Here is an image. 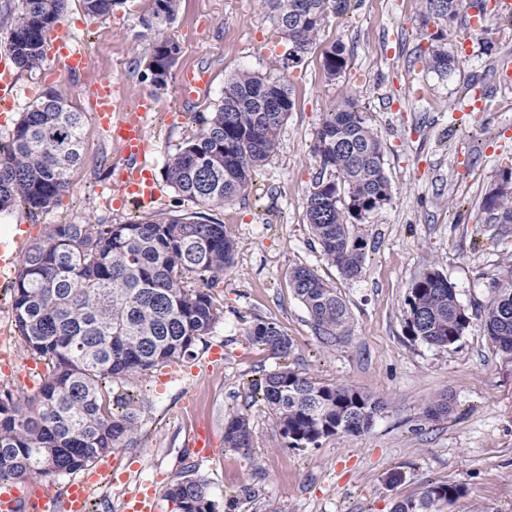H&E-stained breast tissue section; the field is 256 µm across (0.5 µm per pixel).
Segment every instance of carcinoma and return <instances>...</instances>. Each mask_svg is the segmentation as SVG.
I'll return each instance as SVG.
<instances>
[{
  "instance_id": "cac0c4a2",
  "label": "carcinoma",
  "mask_w": 512,
  "mask_h": 512,
  "mask_svg": "<svg viewBox=\"0 0 512 512\" xmlns=\"http://www.w3.org/2000/svg\"><path fill=\"white\" fill-rule=\"evenodd\" d=\"M80 2L88 13L104 16L126 0ZM178 2L155 0L156 25L175 19ZM266 3L268 18L301 59L328 11L346 0ZM462 7L463 0H424L422 25L455 19ZM66 9L67 0H21L10 36L18 66H42L46 37ZM430 40L426 67L439 74L452 71L456 61L443 30ZM180 52V45L164 36L152 43L148 65L162 74L153 82L156 89L168 87ZM346 67L344 45L324 52L328 76H339ZM292 107L285 83L257 72L237 73L224 86L222 104L199 113L196 133L168 155L167 181L210 211L246 195L253 174L277 148ZM83 123V113L51 89L23 115L9 140L0 142V211L21 205L34 214L68 192L81 159ZM314 150L321 171L307 194V224L325 260L354 279L365 262L355 226L391 199L383 146L365 113L348 100L327 115ZM483 206L497 223L512 224V168L503 170ZM235 250L224 225L202 212L153 213L125 224H56L27 250L10 288L12 309L19 336L47 375L31 396L0 392V482L70 475L131 443L138 416L132 395L114 383L193 354L194 345L222 319L209 287L224 276ZM288 285L323 340L330 343L349 332L346 302L312 269L291 268ZM406 305L409 338L430 347L455 345L471 321L454 286L434 268L411 284ZM481 318L491 341L512 353V280L494 289ZM246 336L279 357L292 347L284 331L262 319L248 325ZM259 391L289 448L359 434L383 408L382 400L353 386L319 382L286 367L264 374ZM252 435L248 415L236 412L224 419V447L249 448ZM263 493L245 484L224 501V512H238ZM462 494L458 484H431L419 496L396 502L392 512H445ZM168 496L179 512L218 509L207 482L192 472L172 485Z\"/></svg>"
}]
</instances>
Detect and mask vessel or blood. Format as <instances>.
I'll use <instances>...</instances> for the list:
<instances>
[{"label":"vessel or blood","mask_w":512,"mask_h":512,"mask_svg":"<svg viewBox=\"0 0 512 512\" xmlns=\"http://www.w3.org/2000/svg\"><path fill=\"white\" fill-rule=\"evenodd\" d=\"M50 52L61 58L65 69L70 73L81 72L86 58L71 49L65 33L57 31L49 38ZM91 111L96 119L110 129L114 141L123 148L126 164L117 176L114 186V204H123L127 197L140 201H150L160 195V185L153 172L144 166L143 160L150 149L146 138L143 114L152 108L150 100H142L138 114L134 117L122 115L121 90L111 83L97 84L88 96ZM93 476L72 481L67 487L64 500L45 496L43 491H35L30 499H23L18 486L11 482L0 483V512H17L19 505H27L29 512H87L93 487Z\"/></svg>","instance_id":"vessel-or-blood-1"}]
</instances>
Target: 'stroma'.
Segmentation results:
<instances>
[{
	"label": "stroma",
	"instance_id": "1",
	"mask_svg": "<svg viewBox=\"0 0 512 512\" xmlns=\"http://www.w3.org/2000/svg\"><path fill=\"white\" fill-rule=\"evenodd\" d=\"M265 11L264 0H180L174 21L161 30L153 0H125L106 16L71 0L59 27L73 47L86 51V68L59 72L49 55L39 69H17L15 107L0 114V140L11 137L49 89L85 114L82 159L69 191L36 214L22 206L0 212V231H12L6 245L21 254L52 225L123 224L141 213L109 202L112 171L123 155L88 111L86 92L94 84L119 83L129 103L148 94L160 99L145 124L152 143L145 162L163 183L150 209L188 215L200 206L165 184L164 164L194 133V114L213 111L227 79L242 70L284 81L292 93L278 149L251 190L209 213L238 243L232 266L210 290L224 318L193 357L123 381L136 397L139 431L112 451L119 476L102 480L94 505L98 512H125L127 497L151 486L159 512H176L166 491L192 470L208 481L219 505L242 484L260 483L263 495L241 512H391L397 501L442 482L465 489L448 512H512V354L494 346L480 318L494 288L512 278V224L491 221L483 208L502 170L512 167V89L499 85L496 72L499 60L512 57V21L488 15L484 29L465 43L463 21L445 27L458 65L441 76L423 64L430 39L421 24L422 0H348L346 10L328 13L315 45L290 66L284 63L289 43ZM160 31L181 47L161 92L147 76ZM338 42L348 65L332 80L323 53ZM198 69L208 73L209 91L185 100L179 84ZM473 85L487 89L476 119L460 109ZM348 99L379 136L391 183L390 201L356 227L366 258L353 280L325 261L305 217L320 171L317 132L327 113ZM296 265L313 269L343 296L349 335L321 341L288 286L287 272ZM432 266L453 284L471 317L447 349L412 341L405 327L408 289ZM259 319L277 323L291 338L288 357L247 340V326ZM0 349L14 357L10 368L0 367V388L18 397L35 393L41 377L31 368L6 293H0ZM282 366L351 385L383 398L386 407L362 434L315 448L287 447L254 388ZM443 394L452 412L428 416V405ZM233 411L251 419L249 448L224 445V419ZM200 423L217 450L206 461L187 455Z\"/></svg>",
	"mask_w": 512,
	"mask_h": 512
}]
</instances>
